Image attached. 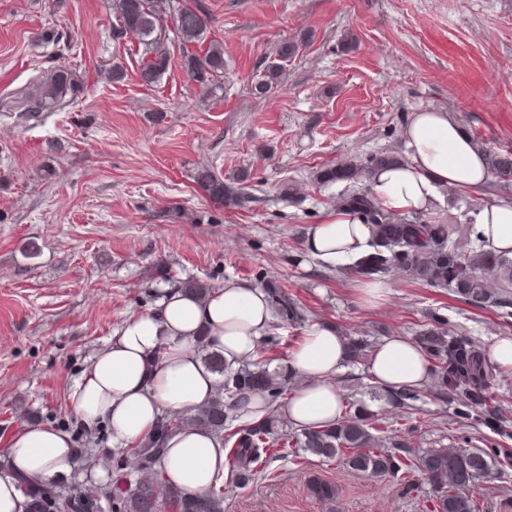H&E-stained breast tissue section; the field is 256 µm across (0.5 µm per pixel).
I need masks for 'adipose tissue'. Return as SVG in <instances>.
I'll return each instance as SVG.
<instances>
[{"label": "adipose tissue", "mask_w": 512, "mask_h": 512, "mask_svg": "<svg viewBox=\"0 0 512 512\" xmlns=\"http://www.w3.org/2000/svg\"><path fill=\"white\" fill-rule=\"evenodd\" d=\"M403 139L406 158L371 177L374 196L387 210H425L440 190H473L489 178L484 155L451 111L411 113ZM472 222L483 249L512 255L511 204H481ZM371 238L369 225L340 210L308 227L305 247L325 265H344L365 255ZM270 322L265 292L246 282L226 281L203 303L184 289L166 290L155 309L127 319L83 370L70 393L74 411L86 428L106 425L113 444L134 446L153 432L163 413L194 410L213 397L218 377L196 353L199 335H207L226 367L234 369L253 360ZM345 361L334 329H308L285 364L299 381L282 409L288 423L316 429L342 416L335 378ZM368 372L387 389L416 388L427 379V362L414 341L393 336L373 352ZM73 452L72 436L61 428L31 425L12 432L0 475V512H28L17 476L47 481L68 475ZM226 467L222 444L212 433L185 428L166 442L162 480L203 494L223 484Z\"/></svg>", "instance_id": "obj_1"}]
</instances>
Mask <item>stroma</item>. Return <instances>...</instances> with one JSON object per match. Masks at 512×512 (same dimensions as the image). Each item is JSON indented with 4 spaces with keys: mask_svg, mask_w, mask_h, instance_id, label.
Returning a JSON list of instances; mask_svg holds the SVG:
<instances>
[{
    "mask_svg": "<svg viewBox=\"0 0 512 512\" xmlns=\"http://www.w3.org/2000/svg\"><path fill=\"white\" fill-rule=\"evenodd\" d=\"M207 39L224 48V78L202 88L170 66L152 87L138 79V44L112 37V0H0V102L34 68L65 64L84 90L54 112L0 111V457L26 425L69 428L79 451L62 488L106 485L94 470L113 451L107 427L84 430L69 394L81 371L161 289L200 280L280 284L304 319L278 329L267 353L277 370L315 324L379 344L416 339L431 316L488 350L512 337L503 309L477 311L449 288L386 277L381 304L365 303L345 266L304 248L309 225L335 213L349 185L322 169L371 154L404 153L410 113L452 111L471 138L512 153V0H200ZM58 31L59 41L46 40ZM285 41L301 48L270 97L251 88ZM125 78L112 82L113 64ZM212 166L241 182L232 205L195 179ZM512 200V184L442 194L434 218L471 223L485 202ZM346 404H366L379 439L415 451L504 448L512 440L456 417L421 386L415 409L387 401L365 363L336 376ZM333 485L315 499L311 478ZM477 512H512V463L492 457L473 493ZM419 472L378 477L303 449H278L248 485L224 481V512H432Z\"/></svg>",
    "mask_w": 512,
    "mask_h": 512,
    "instance_id": "1",
    "label": "stroma"
}]
</instances>
